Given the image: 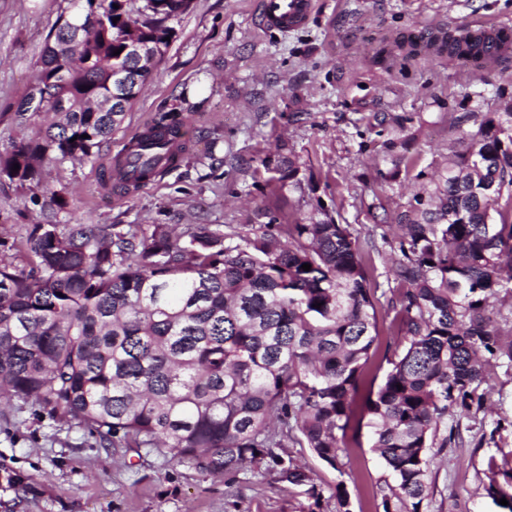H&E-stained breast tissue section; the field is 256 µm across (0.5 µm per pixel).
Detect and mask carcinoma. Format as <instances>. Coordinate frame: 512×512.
Here are the masks:
<instances>
[{
  "mask_svg": "<svg viewBox=\"0 0 512 512\" xmlns=\"http://www.w3.org/2000/svg\"><path fill=\"white\" fill-rule=\"evenodd\" d=\"M69 4L82 34L67 41L57 28L39 59V71L53 65L67 80L36 79L15 116H41L23 110L35 91L68 109L0 153V176L22 186L112 139L125 113L102 107L112 68L126 62L114 54L125 30L166 49L192 0ZM180 129L191 133L181 113H158L103 177L128 191L172 170L186 143L167 134ZM262 164L280 182L299 170L285 147ZM509 186L512 111L488 112L448 147L428 199L399 217L395 349L377 386L366 381L378 352L371 266L331 216L241 244L204 225L30 224L29 269L0 262V402H30L105 446L212 476L272 469L317 503L313 472L279 450L296 441L335 469L365 428L392 478L379 487L383 512H422L432 448L454 439H437L440 425L481 409L474 392L492 364L512 368V325L492 316L512 294ZM490 494L512 512V476Z\"/></svg>",
  "mask_w": 512,
  "mask_h": 512,
  "instance_id": "cac0c4a2",
  "label": "carcinoma"
}]
</instances>
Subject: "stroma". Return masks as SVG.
<instances>
[{
  "instance_id": "35a3bbf8",
  "label": "stroma",
  "mask_w": 512,
  "mask_h": 512,
  "mask_svg": "<svg viewBox=\"0 0 512 512\" xmlns=\"http://www.w3.org/2000/svg\"><path fill=\"white\" fill-rule=\"evenodd\" d=\"M68 0H0V151L29 138L16 103ZM258 0H194L176 35L111 141L92 161L42 170L29 190L0 178V260L23 268L15 244L29 224H130L137 229L204 224L226 241L306 217L330 215L369 250L377 283L380 343L392 336L397 217L441 168L450 143L473 131L468 112L512 102V63L472 70L442 47L475 21L512 23V0H318L303 27L260 26ZM188 112L181 165L126 193L103 179L122 141L159 112ZM286 146L298 186L270 182L261 161ZM69 207L54 211L52 191ZM483 411L448 418L451 447L434 454L428 512H502L488 489L489 461L512 469V369L491 368L477 389ZM285 455L315 472L320 500L276 471L213 477L152 453L105 448L72 422L18 401L0 406V512H336L344 484L351 512H382L385 470L368 442L349 448L341 470L296 443ZM20 474L25 495L7 484Z\"/></svg>"
}]
</instances>
